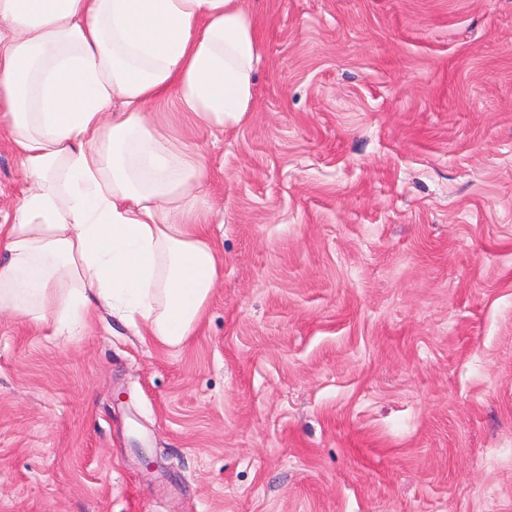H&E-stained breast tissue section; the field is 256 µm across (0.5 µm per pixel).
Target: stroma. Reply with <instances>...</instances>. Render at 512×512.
Instances as JSON below:
<instances>
[{"instance_id": "obj_1", "label": "stroma", "mask_w": 512, "mask_h": 512, "mask_svg": "<svg viewBox=\"0 0 512 512\" xmlns=\"http://www.w3.org/2000/svg\"><path fill=\"white\" fill-rule=\"evenodd\" d=\"M179 349L0 317V512H512V0H249ZM0 132V224L24 188Z\"/></svg>"}]
</instances>
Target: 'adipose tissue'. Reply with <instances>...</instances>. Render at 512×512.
Here are the masks:
<instances>
[{"instance_id":"1","label":"adipose tissue","mask_w":512,"mask_h":512,"mask_svg":"<svg viewBox=\"0 0 512 512\" xmlns=\"http://www.w3.org/2000/svg\"><path fill=\"white\" fill-rule=\"evenodd\" d=\"M261 41L245 0H0V129L30 179L0 224V315L105 311L167 348L224 272L195 127L245 119Z\"/></svg>"}]
</instances>
